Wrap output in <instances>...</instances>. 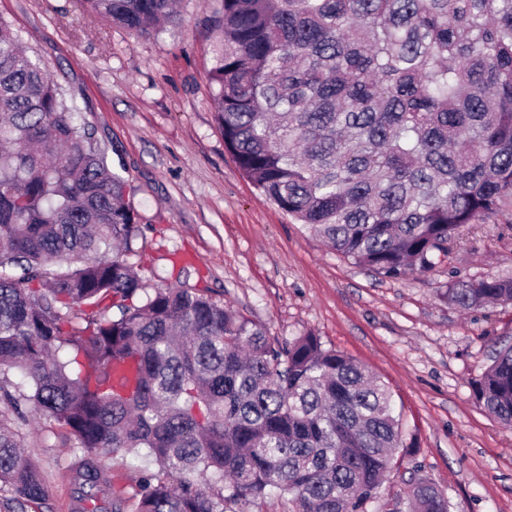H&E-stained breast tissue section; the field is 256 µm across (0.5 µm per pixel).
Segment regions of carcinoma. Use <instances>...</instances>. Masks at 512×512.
Instances as JSON below:
<instances>
[{
    "instance_id": "cac0c4a2",
    "label": "carcinoma",
    "mask_w": 512,
    "mask_h": 512,
    "mask_svg": "<svg viewBox=\"0 0 512 512\" xmlns=\"http://www.w3.org/2000/svg\"><path fill=\"white\" fill-rule=\"evenodd\" d=\"M177 0H84L143 35ZM214 119L239 170L337 254L398 279L512 207V0H218ZM141 229L74 100L0 18V485L48 501L22 452L34 410L76 449L78 512H125L102 464L147 450L136 512H372L409 455L390 387L320 338L290 341L185 281L144 294ZM463 309L512 278L457 281ZM18 371L22 381L10 379ZM512 426V345L472 383ZM451 512L427 478L377 512ZM288 495H272L262 499L250 500L246 504L239 505L237 510L244 512H288Z\"/></svg>"
}]
</instances>
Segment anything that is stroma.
Returning <instances> with one entry per match:
<instances>
[{"label": "stroma", "instance_id": "35a3bbf8", "mask_svg": "<svg viewBox=\"0 0 512 512\" xmlns=\"http://www.w3.org/2000/svg\"><path fill=\"white\" fill-rule=\"evenodd\" d=\"M216 6L181 0L179 25L146 36L90 15L82 0H0V18L73 94L125 179L147 291L187 267L190 283L268 335L315 333L387 383L416 448L380 498L402 495L417 471L454 512H512V427L480 408L472 389L496 348L512 344V305L462 311L441 296L452 281L512 276V230L482 225L432 271L390 279L296 224L241 174L214 120L207 19ZM45 425L35 414L22 427L24 452L48 486L47 512H74V451ZM105 466L135 506L140 458L119 452Z\"/></svg>", "mask_w": 512, "mask_h": 512}]
</instances>
